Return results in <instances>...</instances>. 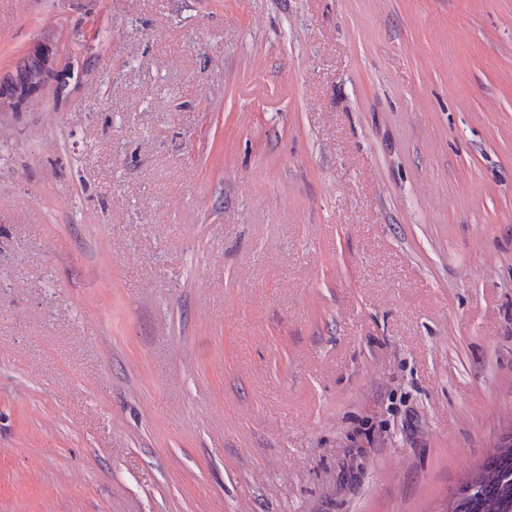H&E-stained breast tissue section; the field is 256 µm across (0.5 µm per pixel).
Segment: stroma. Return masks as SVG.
<instances>
[{
	"label": "stroma",
	"mask_w": 512,
	"mask_h": 512,
	"mask_svg": "<svg viewBox=\"0 0 512 512\" xmlns=\"http://www.w3.org/2000/svg\"><path fill=\"white\" fill-rule=\"evenodd\" d=\"M512 428V0H0V512H444Z\"/></svg>",
	"instance_id": "1"
}]
</instances>
